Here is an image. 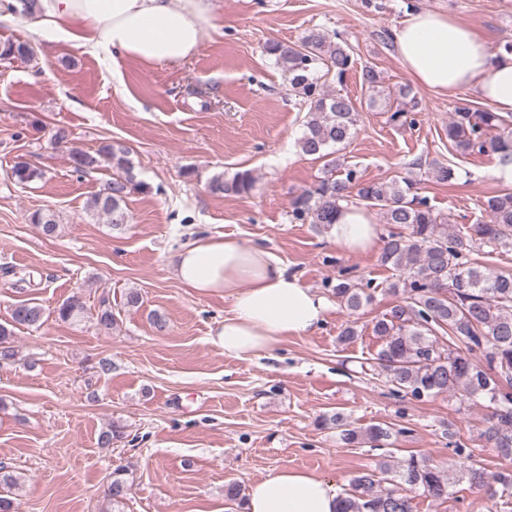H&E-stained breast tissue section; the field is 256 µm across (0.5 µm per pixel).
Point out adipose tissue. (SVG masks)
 Masks as SVG:
<instances>
[{
    "label": "adipose tissue",
    "instance_id": "obj_1",
    "mask_svg": "<svg viewBox=\"0 0 512 512\" xmlns=\"http://www.w3.org/2000/svg\"><path fill=\"white\" fill-rule=\"evenodd\" d=\"M213 17V0H37L23 20L33 38L53 36L105 60L156 67L191 58ZM391 39L414 83L438 94L472 89L492 111L512 113V54H496L472 27L415 10ZM328 233L350 252L381 239L370 213L355 206L343 208ZM169 265L183 286L231 299L230 313L210 334L231 358L270 352L284 338L316 329L331 307L268 250L228 236L189 243ZM340 500L333 482L280 468L248 483L245 512H337Z\"/></svg>",
    "mask_w": 512,
    "mask_h": 512
}]
</instances>
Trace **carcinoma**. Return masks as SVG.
I'll return each mask as SVG.
<instances>
[{
    "label": "carcinoma",
    "mask_w": 512,
    "mask_h": 512,
    "mask_svg": "<svg viewBox=\"0 0 512 512\" xmlns=\"http://www.w3.org/2000/svg\"><path fill=\"white\" fill-rule=\"evenodd\" d=\"M265 51L288 72L289 91L306 107L299 151L324 161L321 176L308 189L289 201V215L296 222L332 224L336 214L349 205L377 210L384 223L393 226L380 254V264L391 271L387 291L402 295V301L373 322V335L380 342L374 369L385 377L396 393L416 401L439 395L484 399L492 408L480 437L505 456L512 455V274L496 273L472 254L483 247L512 248V192L491 196L483 203L488 220L466 228L449 230L447 221L417 191L410 179L365 182L349 166L341 151L356 133L358 109L353 99L330 89L342 82L354 67L349 45L336 36L312 30L296 43L272 41ZM31 47L8 41L0 46V57L26 56ZM362 84L368 91V106L396 95L409 98L411 88L396 92L384 88L379 72L364 66ZM448 140L463 152L492 153L497 164H512V113L502 115L460 105L448 120ZM70 161L76 172L106 164L116 177L105 181L91 200L94 211L120 228L128 223L127 199L144 189L137 180L128 148L119 142L102 146L95 154L72 150ZM41 176L29 162L19 160L12 177L21 184ZM255 184L249 170L226 180L217 175L214 192L246 194ZM31 221L45 236H53L58 224L54 214L38 211ZM337 301L353 317L373 299L371 282L354 284L341 280L333 288ZM63 321L84 314V305L73 296L57 309ZM97 325L110 330L115 323L111 303L100 301ZM44 309L32 302L14 305L10 320L0 323V361L14 359L11 336L18 326L40 327ZM338 430L346 445L382 448L395 432L388 425L355 427L333 415L321 419ZM459 472L490 495L512 494V471L489 474L468 464L470 453L454 448ZM450 476L428 458L417 455L391 462L382 461L368 472L356 475L349 492L341 498L340 512H413L412 497L405 487L419 488L429 497L448 499ZM131 491L125 470L112 471L103 512H119Z\"/></svg>",
    "instance_id": "obj_1"
}]
</instances>
